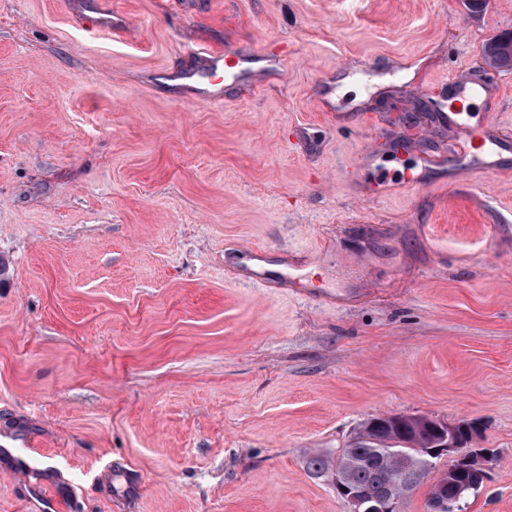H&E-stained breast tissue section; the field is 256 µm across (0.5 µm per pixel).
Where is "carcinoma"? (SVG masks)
<instances>
[{"label":"carcinoma","instance_id":"carcinoma-1","mask_svg":"<svg viewBox=\"0 0 512 512\" xmlns=\"http://www.w3.org/2000/svg\"><path fill=\"white\" fill-rule=\"evenodd\" d=\"M486 62L495 67L512 68V35L492 39L485 47ZM436 429L422 424L419 416H378L367 421L336 458L322 454L307 457L306 468L323 477L336 469L343 470L345 480L361 489L369 499L387 495L405 496L422 483L416 473L433 469ZM470 476L454 482L448 477L435 480L427 499L462 496Z\"/></svg>","mask_w":512,"mask_h":512}]
</instances>
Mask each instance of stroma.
<instances>
[{
    "mask_svg": "<svg viewBox=\"0 0 512 512\" xmlns=\"http://www.w3.org/2000/svg\"><path fill=\"white\" fill-rule=\"evenodd\" d=\"M507 32L512 0H0V512H349L306 456L384 415L470 423L463 512H512V145L469 170L435 119L476 70L466 125L512 137ZM236 245L304 254L300 291ZM484 57L491 66L511 69L512 35H502L488 42L485 47ZM229 254L234 255L239 262L234 269L237 275L248 281H255L265 284L268 288H280L285 291H295L299 288L296 278L288 276L269 277L265 270L266 256L261 249L254 248H231Z\"/></svg>",
    "mask_w": 512,
    "mask_h": 512,
    "instance_id": "stroma-1",
    "label": "stroma"
}]
</instances>
